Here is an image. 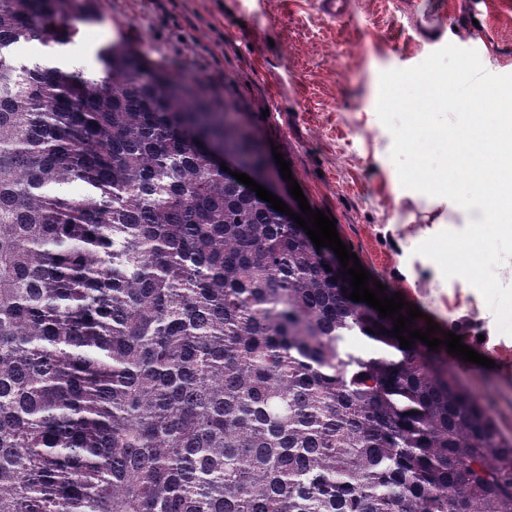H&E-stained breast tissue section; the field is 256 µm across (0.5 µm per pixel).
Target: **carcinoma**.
<instances>
[{
	"instance_id": "cac0c4a2",
	"label": "carcinoma",
	"mask_w": 512,
	"mask_h": 512,
	"mask_svg": "<svg viewBox=\"0 0 512 512\" xmlns=\"http://www.w3.org/2000/svg\"><path fill=\"white\" fill-rule=\"evenodd\" d=\"M73 3L0 0V512H512L444 347L212 161L266 172L254 113L122 39L90 76L16 54Z\"/></svg>"
}]
</instances>
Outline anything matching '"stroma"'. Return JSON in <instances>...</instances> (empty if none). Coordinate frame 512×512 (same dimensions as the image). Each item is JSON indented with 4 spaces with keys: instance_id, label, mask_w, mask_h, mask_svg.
Here are the masks:
<instances>
[{
    "instance_id": "1",
    "label": "stroma",
    "mask_w": 512,
    "mask_h": 512,
    "mask_svg": "<svg viewBox=\"0 0 512 512\" xmlns=\"http://www.w3.org/2000/svg\"><path fill=\"white\" fill-rule=\"evenodd\" d=\"M479 10L475 23L470 0H349L335 18L319 0H100L95 19L77 7L68 23L85 73L99 71L100 47L123 38L258 113L311 208L335 219L373 279L494 360L486 368L452 355L448 366L512 428V336L488 322L474 286L444 278L415 252L436 234L459 230L457 206L401 185L393 137L377 114L381 72L417 66L448 44L476 50L490 73L512 74V0H481ZM423 12L444 16L445 28L418 29Z\"/></svg>"
}]
</instances>
